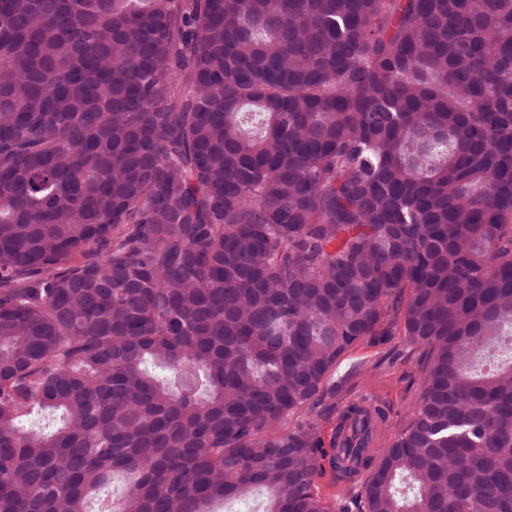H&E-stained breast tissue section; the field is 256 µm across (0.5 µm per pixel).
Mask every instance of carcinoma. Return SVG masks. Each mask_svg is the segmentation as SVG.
Masks as SVG:
<instances>
[{"label":"carcinoma","mask_w":512,"mask_h":512,"mask_svg":"<svg viewBox=\"0 0 512 512\" xmlns=\"http://www.w3.org/2000/svg\"><path fill=\"white\" fill-rule=\"evenodd\" d=\"M423 350L409 423L354 347ZM512 512V0H0V512ZM422 356L413 349L404 336H395L385 345L357 346L338 368L340 374L355 371L348 391L336 397V408H330L332 400L318 409L322 410L321 429L326 440L337 425L340 412L348 403L365 406H381L389 420L381 435V442L394 439L409 422L412 407L419 393ZM347 485L346 482L335 481L328 469L326 475L318 480V491L330 506L336 503L338 509L341 498L347 496Z\"/></svg>","instance_id":"carcinoma-1"}]
</instances>
